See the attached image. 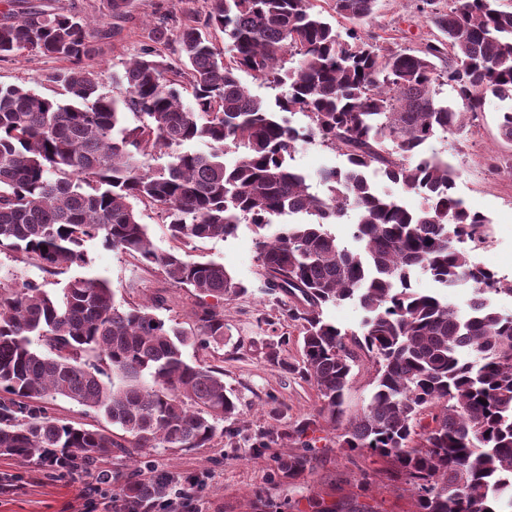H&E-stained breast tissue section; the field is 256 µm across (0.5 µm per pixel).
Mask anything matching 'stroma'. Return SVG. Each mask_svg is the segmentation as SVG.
I'll use <instances>...</instances> for the list:
<instances>
[{
  "label": "stroma",
  "mask_w": 512,
  "mask_h": 512,
  "mask_svg": "<svg viewBox=\"0 0 512 512\" xmlns=\"http://www.w3.org/2000/svg\"><path fill=\"white\" fill-rule=\"evenodd\" d=\"M175 11V0H135L131 18L97 51L95 61L103 71L105 91L113 89V74L122 73L125 63L147 45L148 29ZM368 30L385 45L411 49L435 32L417 12L415 0H380ZM66 66V61L26 52L0 61V83L22 84L53 97L58 88L46 76ZM503 107V102L488 98L469 135L437 134L426 143L425 152L460 169L456 194L471 211L489 220L487 245L472 251V261L512 280V177L497 171L512 162V142L501 136L498 126ZM290 163L313 176L325 167L345 166L346 158L314 139L297 144ZM255 238L253 226L244 223L233 238L190 245L193 259L223 264L247 291L224 304L229 331L223 346L185 353L187 360L223 368L238 420L251 433L283 429L311 414L318 404L314 386L296 372L302 361V326L284 315L287 297L266 293ZM85 249L92 270L111 282L117 303L145 304L160 295L166 300L164 319L192 326L198 299L191 291L172 285L157 268L144 267L100 241L87 243ZM276 341L288 368L267 358L269 344ZM320 435L324 444L314 453L313 469L295 479L283 477L274 463L275 457L289 453V446L229 448L220 437L206 448H155L144 453L128 448L113 452L100 466L116 484L136 467L146 474L163 470L180 476L185 497L175 500L169 512H358L364 505L373 512H415L414 491L395 475L390 461L364 450L337 447V432L331 427H323ZM96 478L93 471L61 472L0 455V512H87L85 494Z\"/></svg>",
  "instance_id": "35a3bbf8"
}]
</instances>
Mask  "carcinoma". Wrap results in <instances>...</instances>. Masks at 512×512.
I'll use <instances>...</instances> for the list:
<instances>
[{
    "mask_svg": "<svg viewBox=\"0 0 512 512\" xmlns=\"http://www.w3.org/2000/svg\"><path fill=\"white\" fill-rule=\"evenodd\" d=\"M378 3L331 0L330 10L366 25ZM177 4L173 24L150 28V45L111 95L90 60L113 30L63 6L3 0L0 59L27 50L70 66L46 75L59 98L0 83V252L33 259L51 276L83 272L58 293L0 275V454L79 472L98 469L114 448H207L217 436L239 447L224 371L188 362L185 350L224 344L222 302L246 286L184 247L233 237L246 221L256 228L267 293L289 297L286 315L302 321L301 366L281 359L277 344L269 359L298 369L320 400L302 422L256 434L252 447L302 449L276 459L295 478L313 468L320 424H342L339 447L389 459L415 490L417 512H512V315L493 302L512 295V281L472 263L462 244L482 240L489 220L456 195L460 172L421 152L439 131L475 126L486 95L512 101V10L501 0H448L432 13L439 34L405 52L340 31L317 0ZM213 32L224 34L226 50ZM242 71L281 90L275 107L249 93ZM440 85L454 96L438 97ZM126 110L134 123H125ZM297 112L306 126L287 121ZM315 138L346 157L345 167L317 175L323 193L288 163L296 144ZM148 156L168 161L153 169ZM370 171L423 206L377 191ZM140 203L164 216L176 242L169 251L154 247ZM351 213L355 249L328 229ZM286 215L304 219L274 225ZM94 240L194 293L195 326L159 317L161 296L118 305L110 282L86 270ZM417 271L446 288L468 284L463 305L413 288ZM344 301L363 311L357 332L323 317ZM360 351L371 359L373 388L346 420ZM58 399L119 432L58 416ZM175 480L166 471L133 475L117 495L136 512Z\"/></svg>",
    "mask_w": 512,
    "mask_h": 512,
    "instance_id": "1",
    "label": "carcinoma"
}]
</instances>
